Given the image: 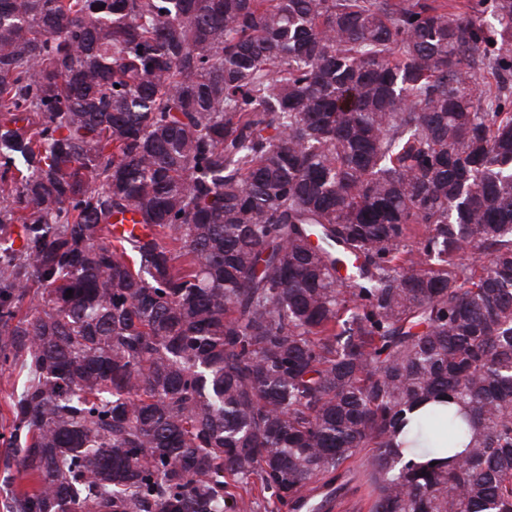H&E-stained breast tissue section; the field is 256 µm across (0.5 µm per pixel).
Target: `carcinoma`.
I'll list each match as a JSON object with an SVG mask.
<instances>
[{
  "instance_id": "cac0c4a2",
  "label": "carcinoma",
  "mask_w": 512,
  "mask_h": 512,
  "mask_svg": "<svg viewBox=\"0 0 512 512\" xmlns=\"http://www.w3.org/2000/svg\"><path fill=\"white\" fill-rule=\"evenodd\" d=\"M0 199L9 512H512V0H0ZM419 409L408 415V422L399 435V440L405 443V454L409 458H413L418 462H424L428 459L430 448H433L428 442L415 436L414 417Z\"/></svg>"
}]
</instances>
